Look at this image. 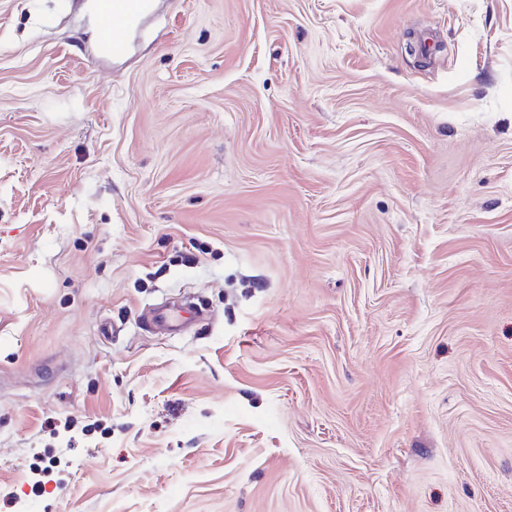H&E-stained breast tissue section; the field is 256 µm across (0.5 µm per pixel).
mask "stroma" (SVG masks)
Masks as SVG:
<instances>
[{
  "label": "stroma",
  "mask_w": 512,
  "mask_h": 512,
  "mask_svg": "<svg viewBox=\"0 0 512 512\" xmlns=\"http://www.w3.org/2000/svg\"><path fill=\"white\" fill-rule=\"evenodd\" d=\"M83 2L0 0V512H512V0ZM154 0H97L105 36L101 47L112 58L124 56L128 35L154 8ZM112 29V36L109 34ZM197 314L198 312L194 310L159 308L153 312L148 324L157 329L175 332L180 330L186 322L196 317Z\"/></svg>",
  "instance_id": "1"
}]
</instances>
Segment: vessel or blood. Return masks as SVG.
<instances>
[{"label":"vessel or blood","instance_id":"1","mask_svg":"<svg viewBox=\"0 0 512 512\" xmlns=\"http://www.w3.org/2000/svg\"><path fill=\"white\" fill-rule=\"evenodd\" d=\"M105 37L101 43L105 54L122 57L128 49V36L153 8V0H97ZM194 311L160 308L153 312L149 324L158 329L178 331L193 319Z\"/></svg>","mask_w":512,"mask_h":512}]
</instances>
